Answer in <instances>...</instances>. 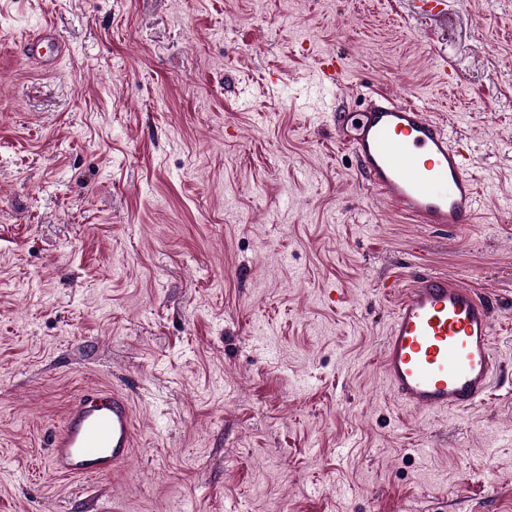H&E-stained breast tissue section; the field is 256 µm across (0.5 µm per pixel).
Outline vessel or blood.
I'll return each instance as SVG.
<instances>
[{"mask_svg":"<svg viewBox=\"0 0 512 512\" xmlns=\"http://www.w3.org/2000/svg\"><path fill=\"white\" fill-rule=\"evenodd\" d=\"M27 45L46 66L65 50L48 28ZM317 74L329 88L350 80L332 54L319 58ZM335 124L338 144L355 157L365 184L403 214L443 228L475 223L477 181L452 124L373 87L359 110L336 113ZM383 294L393 307L378 364L395 401L431 416H456L487 401L499 373L490 298L427 272L393 276ZM135 430L124 393L89 388L52 436L51 468L77 480L116 472L133 452Z\"/></svg>","mask_w":512,"mask_h":512,"instance_id":"obj_1","label":"vessel or blood"}]
</instances>
